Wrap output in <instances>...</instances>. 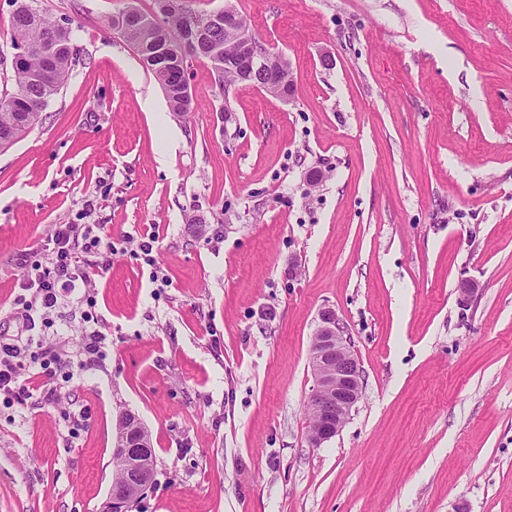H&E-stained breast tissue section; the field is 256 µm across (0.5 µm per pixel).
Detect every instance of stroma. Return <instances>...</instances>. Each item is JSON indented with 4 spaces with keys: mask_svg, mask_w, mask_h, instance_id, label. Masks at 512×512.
<instances>
[{
    "mask_svg": "<svg viewBox=\"0 0 512 512\" xmlns=\"http://www.w3.org/2000/svg\"><path fill=\"white\" fill-rule=\"evenodd\" d=\"M230 1L289 100L196 58L173 112L102 24L156 0L37 2L80 61L0 151V334L72 378L0 403V512H102L127 410L156 454L132 512H512V0ZM53 224L112 243L91 362L80 293L49 327L16 303ZM153 224L149 266L126 236ZM325 309L363 392L316 448Z\"/></svg>",
    "mask_w": 512,
    "mask_h": 512,
    "instance_id": "35a3bbf8",
    "label": "stroma"
}]
</instances>
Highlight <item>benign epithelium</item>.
Instances as JSON below:
<instances>
[{
    "instance_id": "1",
    "label": "benign epithelium",
    "mask_w": 512,
    "mask_h": 512,
    "mask_svg": "<svg viewBox=\"0 0 512 512\" xmlns=\"http://www.w3.org/2000/svg\"><path fill=\"white\" fill-rule=\"evenodd\" d=\"M121 16L123 26L113 29L121 38L131 29L147 28L156 23V19L145 17L134 7L125 9ZM220 20L224 21V31L235 36V46L224 44V65H235L240 74L260 80L257 89L273 97H281L285 89L280 79L283 56L264 44L256 43L249 29L238 26L236 9L231 3L224 4V17H215V21ZM310 360L315 385L309 399L311 427L308 440L312 446L319 447L341 430L361 398L363 385L362 370L351 350V340L331 310L320 315ZM143 451L142 439L130 434L115 441L113 453L124 458L127 467L119 478L112 480L106 503L109 512H130L132 498L129 487L144 490L152 484L154 471L139 466Z\"/></svg>"
}]
</instances>
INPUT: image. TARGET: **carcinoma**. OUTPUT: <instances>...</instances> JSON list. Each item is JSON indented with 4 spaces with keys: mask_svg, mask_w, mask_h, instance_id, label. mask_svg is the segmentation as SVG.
<instances>
[{
    "mask_svg": "<svg viewBox=\"0 0 512 512\" xmlns=\"http://www.w3.org/2000/svg\"><path fill=\"white\" fill-rule=\"evenodd\" d=\"M11 17L12 47L22 54L12 62L14 91L0 96V140L17 139L21 136L23 120L32 115L39 121L38 107H46L58 95L70 70L75 65L78 47L72 31L54 23L38 9L36 0H14ZM168 36L186 42V16L171 14L164 18ZM188 43V42H186ZM191 52L171 64L159 67L149 65L157 82L165 92L173 112H188L194 102L183 97L177 86L178 72L192 63V58L206 59L220 84H236L241 76L224 70V54L214 56L209 46L188 43Z\"/></svg>",
    "mask_w": 512,
    "mask_h": 512,
    "instance_id": "obj_1",
    "label": "carcinoma"
}]
</instances>
